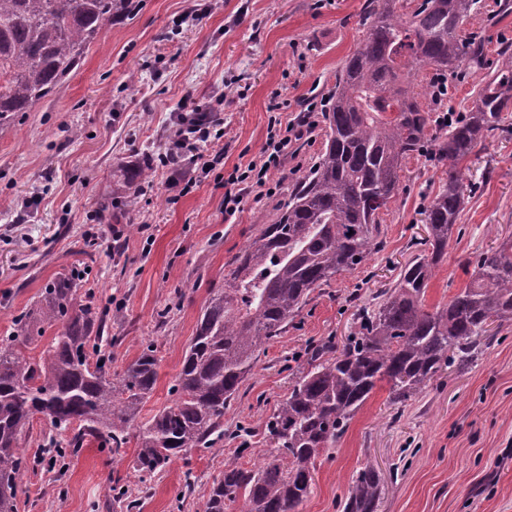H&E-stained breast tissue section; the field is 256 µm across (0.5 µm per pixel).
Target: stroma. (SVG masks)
I'll use <instances>...</instances> for the list:
<instances>
[{"label": "stroma", "mask_w": 512, "mask_h": 512, "mask_svg": "<svg viewBox=\"0 0 512 512\" xmlns=\"http://www.w3.org/2000/svg\"><path fill=\"white\" fill-rule=\"evenodd\" d=\"M192 0H139L130 17L106 24L79 68L15 125L0 130V336L16 316L35 309L58 272L81 273V291L108 308L113 371H123L146 345L159 359L158 380L139 419L169 405V388L211 286L306 175L324 147L313 127L275 195L244 193L235 215L224 213L222 178L258 156L273 103L288 101L282 121L311 96L326 100L342 61L361 44L367 0H210L201 21H184ZM464 38L484 45L481 66L449 75L445 107L461 112L471 92L512 46V12L481 0ZM224 118V159L199 175L190 192L167 171L132 177L143 161L170 148L183 107ZM471 184L448 252L425 294L427 307L447 303L471 280L468 257L512 238V112L502 131L469 162ZM441 177L427 157L406 161L398 194L381 211L380 246L356 269L315 288L300 313L264 344L252 373L224 413V448H195L143 480L132 468L128 440L120 460L94 438L41 456L54 432L36 416L20 442L28 459L18 512H121L112 485L144 488L139 512H204L225 466L259 465L270 444L265 422L321 341L344 344L358 308L376 307L401 268L425 246L422 209ZM38 205H29L31 196ZM112 207L100 213L97 203ZM121 230L113 240V230ZM247 427V439L237 437ZM373 465L385 479L378 512H512V324L495 329L468 369L444 371L402 404L379 384L335 448L318 459L312 492L299 512H337L354 472Z\"/></svg>", "instance_id": "stroma-1"}]
</instances>
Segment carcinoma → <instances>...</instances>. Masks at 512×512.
I'll use <instances>...</instances> for the list:
<instances>
[{"label": "carcinoma", "instance_id": "obj_1", "mask_svg": "<svg viewBox=\"0 0 512 512\" xmlns=\"http://www.w3.org/2000/svg\"><path fill=\"white\" fill-rule=\"evenodd\" d=\"M369 0L366 37L335 75L321 112L325 148L275 213L260 216L258 236L235 257L224 284L209 289L184 353L171 404L143 424L138 417L158 379L148 345L109 374L101 354L108 312L82 300L79 276L48 283L37 309L0 336V512H18L27 472L19 448L38 414L77 448L87 436L118 451L135 431L134 469L163 471L193 448L224 440V410L251 373L262 345L279 336L310 293L355 269L379 246L380 212L400 187L406 160L428 152L445 178L424 208L425 252L401 270L377 308H362L339 347L322 343L309 357L265 430L270 449L259 466L224 467L205 512H298L311 492L316 461L336 446L378 383L393 404L418 396L441 371L475 356L488 326L512 322V240L479 255L472 280L442 307L425 304L467 192L465 162L478 155L512 109V49L492 78L472 92L467 111L443 124L441 102L405 85L424 68L453 74L479 61L481 41L462 38L479 0ZM136 0H0V128L51 95L77 69L88 46ZM55 329L39 355L29 346ZM380 471L352 475L340 512H377Z\"/></svg>", "mask_w": 512, "mask_h": 512}]
</instances>
